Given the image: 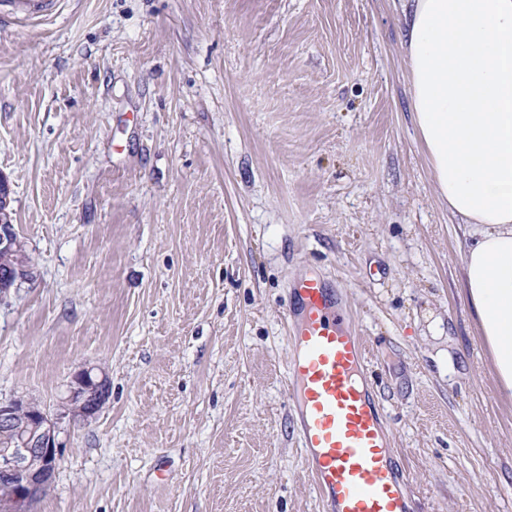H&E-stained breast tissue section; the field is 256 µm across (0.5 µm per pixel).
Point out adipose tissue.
Segmentation results:
<instances>
[{"mask_svg": "<svg viewBox=\"0 0 512 512\" xmlns=\"http://www.w3.org/2000/svg\"><path fill=\"white\" fill-rule=\"evenodd\" d=\"M414 131L470 228L463 290L512 398V0H394Z\"/></svg>", "mask_w": 512, "mask_h": 512, "instance_id": "adipose-tissue-1", "label": "adipose tissue"}]
</instances>
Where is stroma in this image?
Returning a JSON list of instances; mask_svg holds the SVG:
<instances>
[{
    "mask_svg": "<svg viewBox=\"0 0 512 512\" xmlns=\"http://www.w3.org/2000/svg\"><path fill=\"white\" fill-rule=\"evenodd\" d=\"M391 0H0V173L32 277L0 400L97 365L32 512H323L284 377L300 275L368 343L412 512H512V400L411 120Z\"/></svg>",
    "mask_w": 512,
    "mask_h": 512,
    "instance_id": "35a3bbf8",
    "label": "stroma"
}]
</instances>
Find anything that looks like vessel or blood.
Returning a JSON list of instances; mask_svg holds the SVG:
<instances>
[{
	"label": "vessel or blood",
	"mask_w": 512,
	"mask_h": 512,
	"mask_svg": "<svg viewBox=\"0 0 512 512\" xmlns=\"http://www.w3.org/2000/svg\"><path fill=\"white\" fill-rule=\"evenodd\" d=\"M287 323L298 350L288 395L325 512H412L409 477L392 463L382 408L365 382L366 344L333 288L300 278Z\"/></svg>",
	"instance_id": "obj_1"
}]
</instances>
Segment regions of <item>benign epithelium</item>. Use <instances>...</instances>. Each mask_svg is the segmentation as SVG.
<instances>
[{"label": "benign epithelium", "instance_id": "benign-epithelium-1", "mask_svg": "<svg viewBox=\"0 0 512 512\" xmlns=\"http://www.w3.org/2000/svg\"><path fill=\"white\" fill-rule=\"evenodd\" d=\"M10 193L7 179L0 175V256L4 258L13 256L21 245L8 211ZM28 277L29 268L21 261L1 271L0 300ZM109 396L106 371L84 365L71 376L54 412L23 396L0 401V432L12 436L9 445L0 448V486L8 489L0 512H29V506L46 492L56 475L63 424L96 419Z\"/></svg>", "mask_w": 512, "mask_h": 512}]
</instances>
